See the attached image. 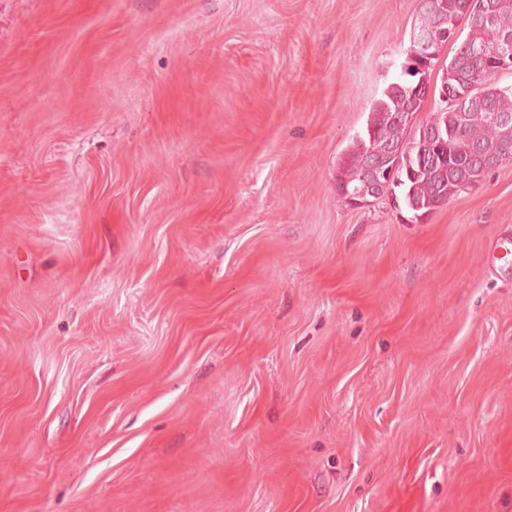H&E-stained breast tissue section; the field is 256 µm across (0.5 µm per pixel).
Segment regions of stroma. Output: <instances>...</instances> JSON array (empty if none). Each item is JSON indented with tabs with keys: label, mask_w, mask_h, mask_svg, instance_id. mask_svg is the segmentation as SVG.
I'll list each match as a JSON object with an SVG mask.
<instances>
[{
	"label": "stroma",
	"mask_w": 512,
	"mask_h": 512,
	"mask_svg": "<svg viewBox=\"0 0 512 512\" xmlns=\"http://www.w3.org/2000/svg\"><path fill=\"white\" fill-rule=\"evenodd\" d=\"M419 0H0V512H512V164L333 179Z\"/></svg>",
	"instance_id": "obj_1"
}]
</instances>
